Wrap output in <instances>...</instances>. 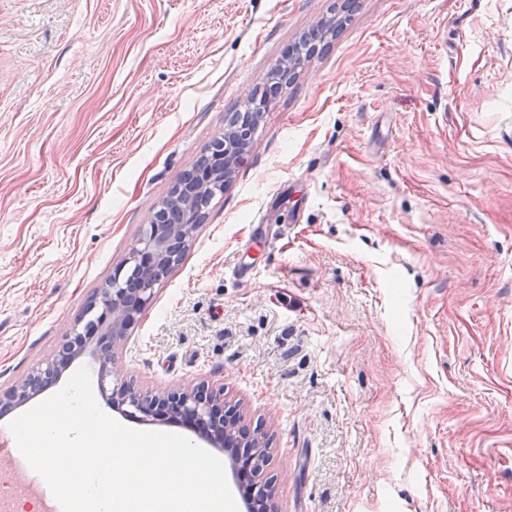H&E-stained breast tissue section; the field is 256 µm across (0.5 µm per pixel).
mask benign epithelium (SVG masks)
I'll list each match as a JSON object with an SVG mask.
<instances>
[{"label": "benign epithelium", "instance_id": "1", "mask_svg": "<svg viewBox=\"0 0 512 512\" xmlns=\"http://www.w3.org/2000/svg\"><path fill=\"white\" fill-rule=\"evenodd\" d=\"M248 148L234 133V126L224 128V153L207 159L197 173V184L205 188L212 177L220 173L229 180L235 172L236 159ZM196 229L190 224H166L158 211H153L145 230L130 247L124 264L131 265L138 279V287L127 288L121 279L122 268L115 269L105 286L95 291L89 311L95 318L81 328L61 337L57 358L38 364L18 386L0 391V409L7 412L17 408L62 375L60 358L68 355L80 358L89 355L99 363L100 379L115 381L111 392L112 408L129 418L136 414L175 420L189 419L197 435L212 448H223L231 461V468L238 464L237 449L248 448L255 455L267 449L264 436L246 423L236 407L224 403V394L215 392L201 381L187 388L167 391L139 389L132 385L116 384L119 374L114 349L128 338V332L153 295V287L163 278L162 269L171 266L168 250L179 240L190 242ZM102 335L99 349L88 350L85 338ZM247 512H275L271 490L267 483L252 481Z\"/></svg>", "mask_w": 512, "mask_h": 512}]
</instances>
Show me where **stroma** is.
<instances>
[{
    "label": "stroma",
    "instance_id": "1",
    "mask_svg": "<svg viewBox=\"0 0 512 512\" xmlns=\"http://www.w3.org/2000/svg\"><path fill=\"white\" fill-rule=\"evenodd\" d=\"M0 0V390L246 89L299 68L118 351L260 425L277 512H512V0Z\"/></svg>",
    "mask_w": 512,
    "mask_h": 512
}]
</instances>
